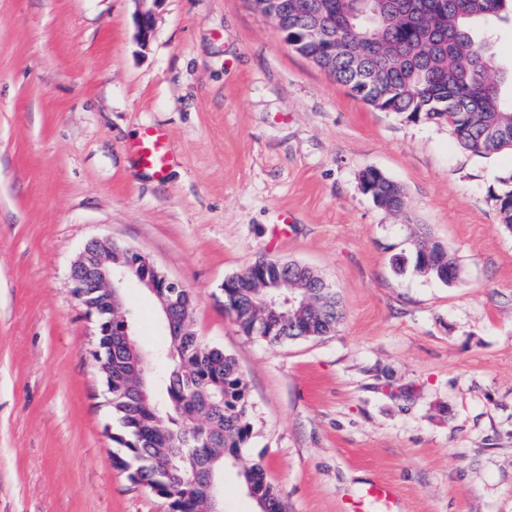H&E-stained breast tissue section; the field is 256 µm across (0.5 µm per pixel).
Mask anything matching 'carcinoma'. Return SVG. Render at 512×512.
Returning <instances> with one entry per match:
<instances>
[{"mask_svg": "<svg viewBox=\"0 0 512 512\" xmlns=\"http://www.w3.org/2000/svg\"><path fill=\"white\" fill-rule=\"evenodd\" d=\"M286 42L350 92L381 112L406 113L413 120L445 121L465 149L488 155L512 147V71L489 70L486 36L512 21V0H275ZM321 15L323 32L336 39L328 57L310 29ZM501 224L512 230V189L497 196ZM272 257L224 284V303L243 301L231 315L250 336L254 322L277 315L283 327L298 318L288 309L258 305L266 289L255 287ZM311 273L288 263V291L302 293ZM112 359V441L121 453L117 467L129 480L168 502V512H209L204 481L208 472L235 464L251 438L250 396L244 372L223 350L197 336H170L160 353L168 372L146 381V401L118 392L126 381V350L100 337ZM260 512H281V503L254 463L237 473Z\"/></svg>", "mask_w": 512, "mask_h": 512, "instance_id": "carcinoma-1", "label": "carcinoma"}]
</instances>
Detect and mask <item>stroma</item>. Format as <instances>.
<instances>
[{
	"label": "stroma",
	"instance_id": "35a3bbf8",
	"mask_svg": "<svg viewBox=\"0 0 512 512\" xmlns=\"http://www.w3.org/2000/svg\"><path fill=\"white\" fill-rule=\"evenodd\" d=\"M134 0H0V512H167L113 463L95 321L70 268L93 239L146 255L195 297L193 328L235 357L285 512H344L372 481L400 512H512V149L375 110L295 52L249 0H164L148 46ZM163 177L141 168L146 125ZM376 168L395 212L362 193ZM452 285L395 259L419 236ZM332 284L331 335L239 331L225 280L260 256ZM135 336L166 346L155 298L125 290ZM134 146L139 161L157 177H163L171 161L163 130L157 126L144 127Z\"/></svg>",
	"mask_w": 512,
	"mask_h": 512
}]
</instances>
